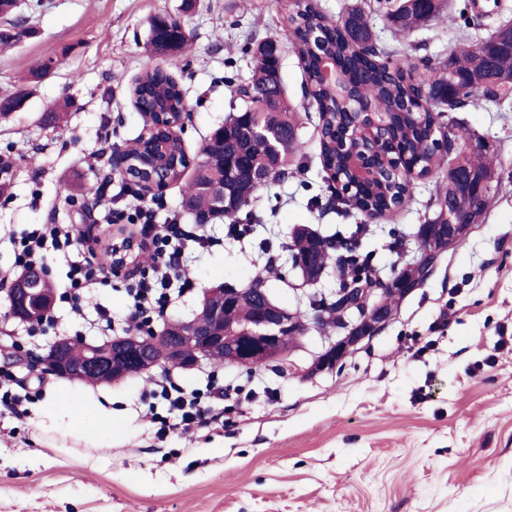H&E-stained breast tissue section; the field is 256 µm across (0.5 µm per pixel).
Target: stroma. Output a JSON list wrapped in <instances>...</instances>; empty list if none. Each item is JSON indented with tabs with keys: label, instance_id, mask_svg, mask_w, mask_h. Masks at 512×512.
I'll return each instance as SVG.
<instances>
[{
	"label": "stroma",
	"instance_id": "obj_1",
	"mask_svg": "<svg viewBox=\"0 0 512 512\" xmlns=\"http://www.w3.org/2000/svg\"><path fill=\"white\" fill-rule=\"evenodd\" d=\"M329 21L361 5L380 45L416 59L446 60L490 35L477 12L512 19V0H453L436 20L405 31L388 23L385 0H307ZM171 17L185 48L163 54L149 44L152 18ZM28 37L0 44V98L25 90L22 106L0 116V152L13 177L0 193V316L10 311L6 280L15 278L9 232L48 221L86 230L82 203L99 184L122 198L125 181L111 156H99L101 127L115 150L136 139L143 121L130 94L147 69L170 63L183 91L180 136L190 157L238 107L237 87L251 76L254 43L276 36L288 98L307 146L287 178L261 188L238 221L252 225L241 242L228 221L212 217V250L188 254L192 286L165 320H189L205 289L244 285L278 257L266 286L276 302L311 315L312 297L334 298L335 270L303 282L288 249L294 227L331 234L367 224L361 252L383 278L417 253L415 233L433 220L448 186L438 174L418 181L410 202L384 218L329 206L331 184L317 150L318 114L304 96V74L291 46L283 0H19L0 30ZM46 67L43 79L28 72ZM459 133L489 143L501 168L483 223L444 252L432 274L403 301L394 319L340 368L317 371L315 352L333 330H310L288 364L224 367L237 402L223 432L194 440L157 438L141 414V392L160 368L117 384L53 377L23 420L0 414V512H512V99L466 107ZM73 195L63 204L60 194ZM44 336L26 340L18 377L42 370L59 338H102L90 329L92 306L76 316L52 312ZM62 392L75 399L78 423L96 425L112 408V435L94 459L46 447L39 413Z\"/></svg>",
	"mask_w": 512,
	"mask_h": 512
}]
</instances>
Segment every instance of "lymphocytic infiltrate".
<instances>
[{
    "label": "lymphocytic infiltrate",
    "instance_id": "obj_1",
    "mask_svg": "<svg viewBox=\"0 0 512 512\" xmlns=\"http://www.w3.org/2000/svg\"><path fill=\"white\" fill-rule=\"evenodd\" d=\"M159 208L157 201L140 198L111 212L112 223L127 231L125 240L112 243V250L126 249L132 239L137 250L151 254L149 266L137 268L129 276H122L116 262L103 260L101 244L91 243L68 224H35L13 236L14 266L22 271L42 270L49 252L65 255L80 250L81 260L68 266L67 286L59 294V301L68 303L74 311H82L91 290L109 287L114 278H122L131 302L130 328L141 336L152 335L158 319L190 285L183 276L186 251H207L217 243L204 225L182 223L176 215L158 220ZM204 380V387L189 391L173 373L165 372L154 380L152 389L142 393V403L152 409V420L159 425L158 437L174 431L191 435L223 427L224 409L220 402L225 392L219 375L210 370L205 372Z\"/></svg>",
    "mask_w": 512,
    "mask_h": 512
}]
</instances>
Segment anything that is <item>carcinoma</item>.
<instances>
[{
  "instance_id": "1",
  "label": "carcinoma",
  "mask_w": 512,
  "mask_h": 512,
  "mask_svg": "<svg viewBox=\"0 0 512 512\" xmlns=\"http://www.w3.org/2000/svg\"><path fill=\"white\" fill-rule=\"evenodd\" d=\"M439 13L438 0H407L399 5L390 22L411 29L433 19ZM291 44L307 78L308 98L319 114V155L324 170L336 176L345 188V205L370 218H382L404 207L412 198L415 182L437 173L444 158H449L446 176L448 192L437 199L438 214L421 224L415 234L417 251L423 255L440 238L448 237L443 210L453 201L468 215L482 222L488 204L464 187L478 178L499 182L500 174L491 149L483 142L458 146V136L442 131L440 118L446 112L498 103L508 97L512 78V51L496 46L508 23H499L488 36L490 45L480 54L463 50L452 53L451 60L431 62L405 56L391 65L383 60L386 49L372 31L364 11L352 6L336 23L315 13L311 6L288 13ZM187 36L175 22L156 18L150 26V45L157 50H180ZM273 38L258 42L252 54V74L247 82L249 95L236 92L243 107L224 119L202 144L193 175L186 184L184 207L196 219L219 214L215 191L224 189L230 199L224 216L234 218L248 207L260 189V176L266 183L285 179L293 159L304 149L301 122L290 104L278 57L272 50ZM339 62L355 85L359 97L369 101L386 120L384 130L388 148L370 159L375 173L360 184L355 180L354 163L364 160L366 144L347 105L336 99V88L315 79L322 69L323 57ZM135 104L144 124L156 131L154 145L138 139L124 153L129 157L149 156L157 144L168 145L169 156L162 170L167 181L182 180L185 150L170 134L164 112L184 109L177 84L163 68L145 72L133 89ZM363 225L343 234L324 236L315 230L298 228L291 235L288 249L292 257L305 263L308 278H315L336 263L340 300L355 299L360 289L369 288L376 274L369 260L359 253V234ZM267 276L260 271L238 287L240 301L229 306L232 292L219 285L202 297L201 310L194 316L198 330L207 328L209 309L224 310L226 321L239 322L254 312L269 307L266 297ZM319 329L342 328L341 308L331 304L316 321Z\"/></svg>"
}]
</instances>
